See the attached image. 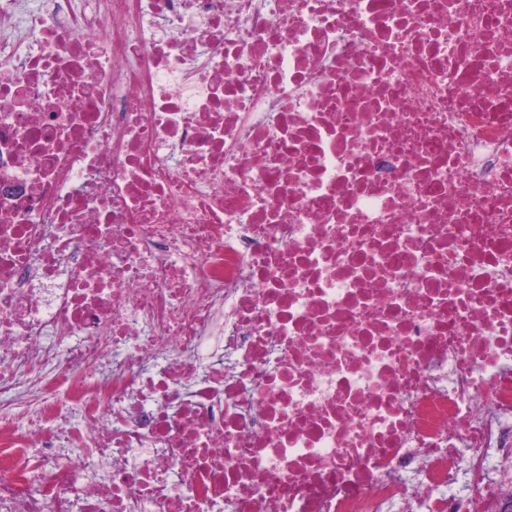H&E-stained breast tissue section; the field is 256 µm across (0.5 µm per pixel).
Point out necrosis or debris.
I'll use <instances>...</instances> for the list:
<instances>
[{"label":"necrosis or debris","mask_w":512,"mask_h":512,"mask_svg":"<svg viewBox=\"0 0 512 512\" xmlns=\"http://www.w3.org/2000/svg\"><path fill=\"white\" fill-rule=\"evenodd\" d=\"M0 512H512V0H0Z\"/></svg>","instance_id":"obj_1"}]
</instances>
